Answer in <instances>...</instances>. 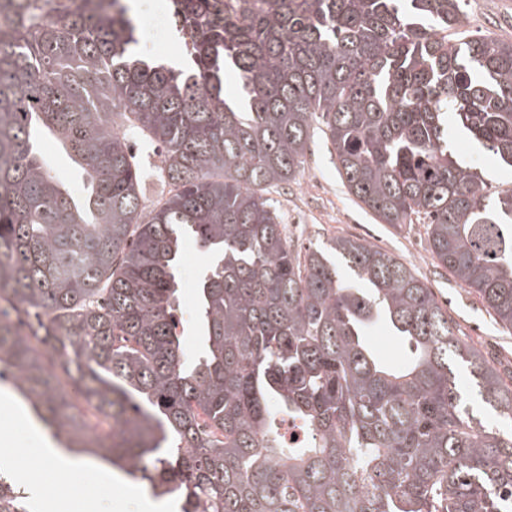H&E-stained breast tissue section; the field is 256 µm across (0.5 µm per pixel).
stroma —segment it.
Here are the masks:
<instances>
[{
  "label": "stroma",
  "instance_id": "obj_1",
  "mask_svg": "<svg viewBox=\"0 0 512 512\" xmlns=\"http://www.w3.org/2000/svg\"><path fill=\"white\" fill-rule=\"evenodd\" d=\"M464 10V28L469 35L512 43V0H466ZM448 139L453 157L475 166L486 181L495 185L512 182V170L495 164L488 152L469 136L452 129ZM264 195L276 208L295 249L322 246L338 236H353L393 255L447 307L462 338L493 362L502 375H512V329L499 323L475 293L438 263L430 251L423 224L381 223L349 194L336 171L332 145L322 133H315L311 138L303 169L296 180L265 188ZM4 397L10 399L11 405L0 406V435H7L8 447L20 449L18 468L41 466L46 478L59 480V494L70 495L78 503L86 500L80 485L88 482L93 473L106 471L112 478L114 492L127 504L125 512H177L173 505L147 507L145 486L91 457H72L66 468L48 464L43 451L55 445L50 430L21 401L11 383L2 380L0 399Z\"/></svg>",
  "mask_w": 512,
  "mask_h": 512
}]
</instances>
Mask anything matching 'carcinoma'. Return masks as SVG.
I'll return each mask as SVG.
<instances>
[{"instance_id":"carcinoma-1","label":"carcinoma","mask_w":512,"mask_h":512,"mask_svg":"<svg viewBox=\"0 0 512 512\" xmlns=\"http://www.w3.org/2000/svg\"><path fill=\"white\" fill-rule=\"evenodd\" d=\"M112 2L0 0V380L69 451L180 512H512V435L456 374L511 421L512 376L394 256L350 237L295 251L257 193L321 131L348 192L385 224L423 219L512 328V186L448 147L451 121L512 169V43L449 37L465 0H171L191 60L173 69ZM115 116L160 152L168 197L147 212ZM41 132L87 196L38 160ZM187 237L209 258L193 361L173 319ZM378 322L412 358L372 355ZM23 499L0 476V512Z\"/></svg>"}]
</instances>
